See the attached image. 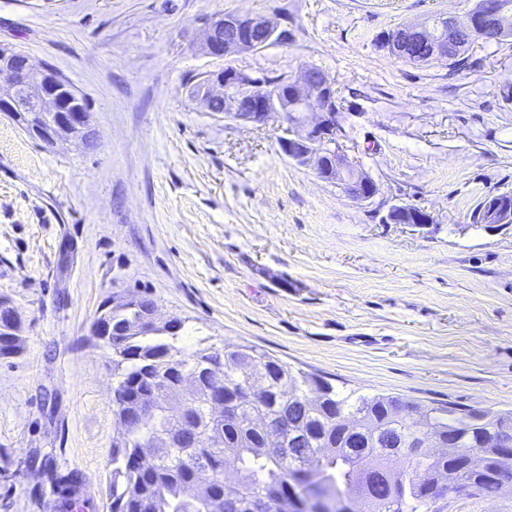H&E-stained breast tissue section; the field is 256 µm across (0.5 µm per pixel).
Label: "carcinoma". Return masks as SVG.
<instances>
[{"instance_id": "1", "label": "carcinoma", "mask_w": 512, "mask_h": 512, "mask_svg": "<svg viewBox=\"0 0 512 512\" xmlns=\"http://www.w3.org/2000/svg\"><path fill=\"white\" fill-rule=\"evenodd\" d=\"M35 88L20 90V104L9 118L27 129ZM497 205L512 208V192L482 198L478 213ZM156 301L148 293L112 305V404L116 437L112 445L111 512H216L228 498L240 512L261 501L265 512H300L294 499L317 488L354 505V512H443L429 493L443 478L448 491L473 486L476 495L499 492L493 472L512 465V454L496 455L473 471L461 458L434 448H417L425 428L451 435L464 448H480L502 430L512 431V412L454 404L412 407L395 396H365L336 391L329 382L294 370L253 346H207L191 353L177 345L183 323H156ZM24 339L0 335V357L22 352ZM223 366L224 413L211 411V390L204 376L188 373L200 360ZM264 388L251 392L257 378ZM318 400L310 405L312 392ZM154 410H141L144 401ZM265 419L283 427L287 443L265 447L255 424ZM351 424L345 430L342 421ZM172 433L168 448L145 460L146 445ZM64 504L81 501L82 475L74 470L49 473Z\"/></svg>"}]
</instances>
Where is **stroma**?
I'll return each instance as SVG.
<instances>
[{
  "instance_id": "35a3bbf8",
  "label": "stroma",
  "mask_w": 512,
  "mask_h": 512,
  "mask_svg": "<svg viewBox=\"0 0 512 512\" xmlns=\"http://www.w3.org/2000/svg\"><path fill=\"white\" fill-rule=\"evenodd\" d=\"M473 5L0 0V46L67 79L97 133L48 148L0 114V296L26 339L0 358V512H54L53 470L79 471L109 512L115 378L91 325L118 293L181 317L186 348L256 346L347 391L512 410V226L469 220L512 191V39L453 70L378 44ZM227 13L277 18L292 40L209 56L200 34ZM229 65L324 71L341 151L375 198L288 159L277 122L190 100V78ZM386 200L434 222L382 223Z\"/></svg>"
}]
</instances>
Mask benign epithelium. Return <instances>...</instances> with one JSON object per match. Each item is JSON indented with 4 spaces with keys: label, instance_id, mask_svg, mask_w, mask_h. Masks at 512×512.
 Wrapping results in <instances>:
<instances>
[{
    "label": "benign epithelium",
    "instance_id": "benign-epithelium-1",
    "mask_svg": "<svg viewBox=\"0 0 512 512\" xmlns=\"http://www.w3.org/2000/svg\"><path fill=\"white\" fill-rule=\"evenodd\" d=\"M224 39L214 38L212 28L203 34V49L215 57H231L242 52L255 51L270 41L288 42V33L275 20L262 15L226 14L222 17ZM479 25L490 27L501 39L512 38V0H477V4L460 21L453 16L445 22L408 23L386 36L390 54L407 62L419 63L418 48L428 47L433 59L451 60L457 57L456 45L465 36L474 33ZM0 73L8 79L0 87V112H10L18 107L21 87L39 73L23 54L0 58ZM330 79L319 69L307 67L293 76L287 74L275 86L251 73L226 67L216 73L201 90L196 101L204 108H211L214 101L223 102L224 117L237 122L263 126L275 119L283 130L279 141L281 152L298 165L314 170L325 182H332L357 201L373 199L378 188L373 179L364 173H353L338 145L341 130L340 114L336 112V94L331 91ZM35 109L50 110L56 115L54 124L46 129L35 126L31 136L49 145L59 140L77 143L89 130L86 114L70 108L57 95V87L48 81V89L41 92ZM381 217L384 224H408L414 207L389 201L384 204ZM112 306L100 312L92 332L112 349L110 314ZM418 446L437 448L450 457H461L474 471L484 469V453L474 448H460L441 435L424 431Z\"/></svg>",
    "mask_w": 512,
    "mask_h": 512
}]
</instances>
